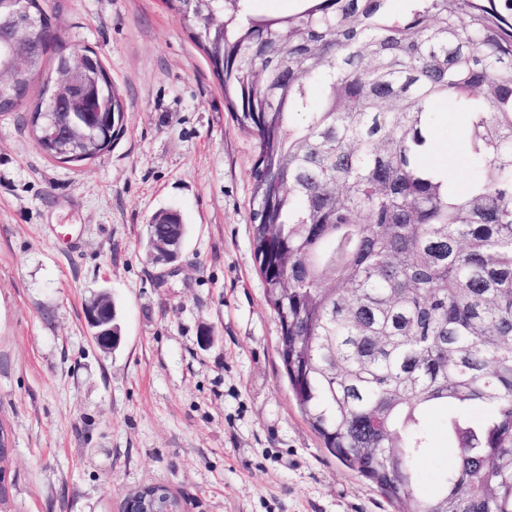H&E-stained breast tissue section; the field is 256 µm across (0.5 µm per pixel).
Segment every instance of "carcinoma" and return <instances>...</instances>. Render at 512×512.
Here are the masks:
<instances>
[{
	"mask_svg": "<svg viewBox=\"0 0 512 512\" xmlns=\"http://www.w3.org/2000/svg\"><path fill=\"white\" fill-rule=\"evenodd\" d=\"M249 2L164 0L258 141L252 244L297 405L399 512H512V0ZM438 99L468 114L461 188L423 163ZM94 108L103 153L124 109ZM432 411L452 453L425 492Z\"/></svg>",
	"mask_w": 512,
	"mask_h": 512,
	"instance_id": "obj_1",
	"label": "carcinoma"
}]
</instances>
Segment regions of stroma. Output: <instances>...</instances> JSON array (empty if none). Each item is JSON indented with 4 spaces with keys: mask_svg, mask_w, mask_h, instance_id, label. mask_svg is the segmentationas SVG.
Listing matches in <instances>:
<instances>
[{
    "mask_svg": "<svg viewBox=\"0 0 512 512\" xmlns=\"http://www.w3.org/2000/svg\"><path fill=\"white\" fill-rule=\"evenodd\" d=\"M44 8L63 45L98 53L126 127L95 159L46 157L28 114L56 77L50 55L27 101L0 114V427L13 447L0 512H121L150 484L183 512H395L288 388L252 247L257 144L180 16L163 0ZM463 122L436 102L427 157L461 183L450 132ZM162 210L187 226L171 264L146 242ZM103 292L121 335L110 352L85 315Z\"/></svg>",
    "mask_w": 512,
    "mask_h": 512,
    "instance_id": "stroma-1",
    "label": "stroma"
}]
</instances>
